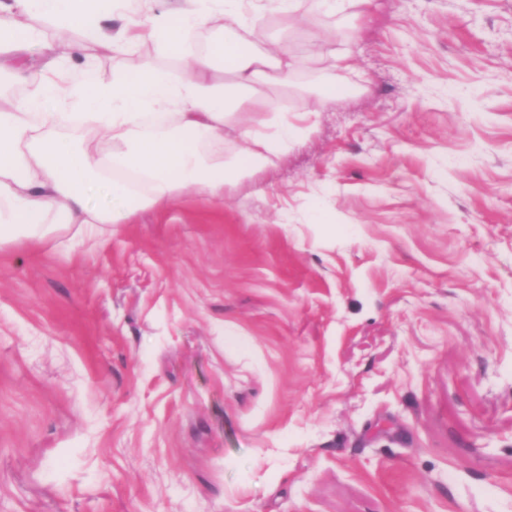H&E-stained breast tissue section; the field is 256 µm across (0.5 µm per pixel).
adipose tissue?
Wrapping results in <instances>:
<instances>
[{
	"instance_id": "1",
	"label": "adipose tissue",
	"mask_w": 512,
	"mask_h": 512,
	"mask_svg": "<svg viewBox=\"0 0 512 512\" xmlns=\"http://www.w3.org/2000/svg\"><path fill=\"white\" fill-rule=\"evenodd\" d=\"M272 7L291 17L298 0H184L177 10L168 0H0V79L23 77L36 43L52 71L31 94L0 98V244L98 236L184 189L220 201L226 184L270 164L305 132L284 111L263 130L259 86L293 89L301 65L288 46H257ZM115 19L120 28L107 29ZM212 28L219 37L198 49L194 34ZM143 48L180 61L182 76L98 64ZM237 114L242 147L228 161L206 153ZM62 127L78 137L57 136ZM96 193L110 205H92Z\"/></svg>"
}]
</instances>
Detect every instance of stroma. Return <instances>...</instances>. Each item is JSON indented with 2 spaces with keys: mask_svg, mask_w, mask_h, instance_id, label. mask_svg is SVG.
Returning <instances> with one entry per match:
<instances>
[{
  "mask_svg": "<svg viewBox=\"0 0 512 512\" xmlns=\"http://www.w3.org/2000/svg\"><path fill=\"white\" fill-rule=\"evenodd\" d=\"M313 10L223 202L0 246V512H512V0Z\"/></svg>",
  "mask_w": 512,
  "mask_h": 512,
  "instance_id": "1",
  "label": "stroma"
}]
</instances>
